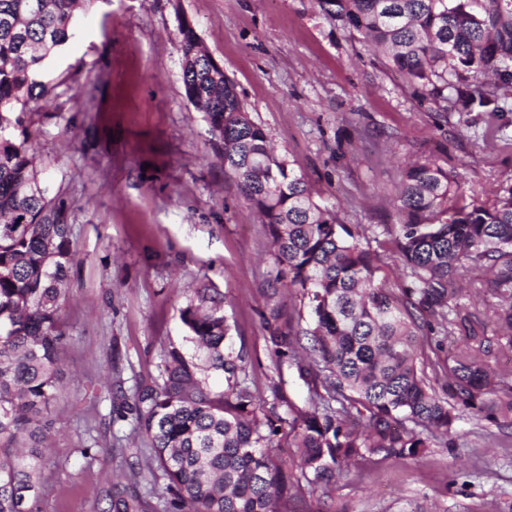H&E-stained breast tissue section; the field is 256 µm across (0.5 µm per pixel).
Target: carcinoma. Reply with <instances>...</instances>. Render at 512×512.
<instances>
[{"mask_svg":"<svg viewBox=\"0 0 512 512\" xmlns=\"http://www.w3.org/2000/svg\"><path fill=\"white\" fill-rule=\"evenodd\" d=\"M77 0H0V512H40L48 457L46 414L56 398L66 334L62 286L76 262L67 215L73 202L50 194L34 162L26 117L48 93L47 62L76 35ZM182 36L186 99L205 114L224 162L250 210L265 225L277 267L306 302L309 320L276 327L274 306L263 316L276 370L307 387L303 409L273 402L245 384L248 362L230 346L231 325L218 292L199 288L182 310L189 361L164 352L159 378L126 404L135 431L149 441L165 483L149 494L165 512H281L302 488L279 435L297 448L295 466L310 491L328 492L351 463L375 457L414 458L437 440L448 448L459 412L499 428L512 426V385L490 359L512 349V184L492 203L466 202L445 168L430 161L402 167L397 188L396 254L409 286L378 283L380 259L364 236L320 206L312 186L275 154L250 117L223 66L201 49L193 25L171 0ZM322 14L356 31L389 65L436 98L451 90L458 112L489 118L498 134L506 111L497 90L512 88V0H316ZM497 299L501 334L489 337L456 299L461 270ZM426 325L459 332L444 395L418 365ZM202 370L224 374L215 395ZM106 512H149L147 497L105 492Z\"/></svg>","mask_w":512,"mask_h":512,"instance_id":"cac0c4a2","label":"carcinoma"}]
</instances>
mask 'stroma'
Returning a JSON list of instances; mask_svg holds the SVG:
<instances>
[{"mask_svg": "<svg viewBox=\"0 0 512 512\" xmlns=\"http://www.w3.org/2000/svg\"><path fill=\"white\" fill-rule=\"evenodd\" d=\"M49 65L53 89L29 127L51 190L69 213L76 262L64 285L62 389L49 417L41 512H102L105 491L147 493L159 470L132 416L116 403L157 379L165 349L191 352L181 311L196 288L224 295L233 348L248 359L254 396L276 381L263 315L274 299L264 224L224 175L203 112L185 97L179 17L193 22L252 120L303 173L315 199L358 227L388 287L408 281L393 252L400 165L431 161L467 201L512 182V90L498 140L485 117L456 112L390 68L361 35L315 0H94ZM452 338L424 329L419 360L443 385ZM456 445L350 468L332 496L301 494L289 512H512V430L462 414Z\"/></svg>", "mask_w": 512, "mask_h": 512, "instance_id": "obj_1", "label": "stroma"}]
</instances>
